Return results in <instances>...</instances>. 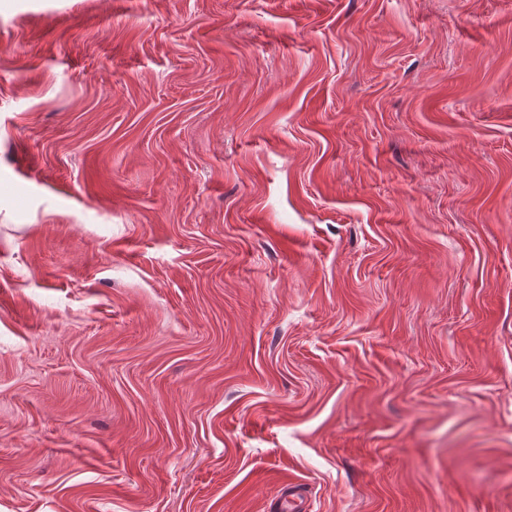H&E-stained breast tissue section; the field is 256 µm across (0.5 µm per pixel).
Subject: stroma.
Masks as SVG:
<instances>
[{
    "instance_id": "obj_1",
    "label": "stroma",
    "mask_w": 512,
    "mask_h": 512,
    "mask_svg": "<svg viewBox=\"0 0 512 512\" xmlns=\"http://www.w3.org/2000/svg\"><path fill=\"white\" fill-rule=\"evenodd\" d=\"M512 512V0H0V512Z\"/></svg>"
}]
</instances>
